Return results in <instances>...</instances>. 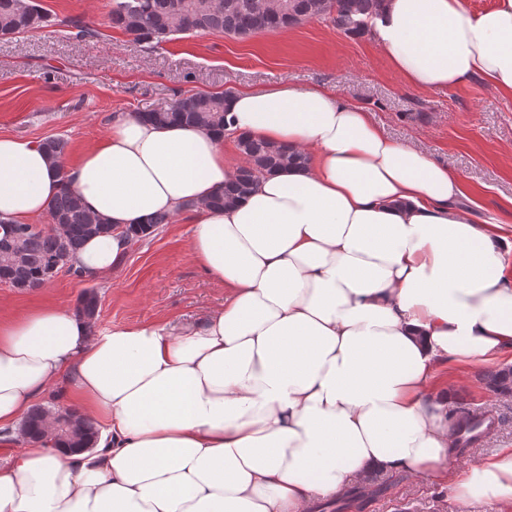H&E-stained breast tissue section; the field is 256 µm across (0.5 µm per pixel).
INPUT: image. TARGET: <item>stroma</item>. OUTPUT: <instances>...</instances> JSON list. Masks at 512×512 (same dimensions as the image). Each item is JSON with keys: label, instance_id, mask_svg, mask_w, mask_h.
<instances>
[{"label": "stroma", "instance_id": "obj_1", "mask_svg": "<svg viewBox=\"0 0 512 512\" xmlns=\"http://www.w3.org/2000/svg\"><path fill=\"white\" fill-rule=\"evenodd\" d=\"M52 26L0 37V135L34 141L61 137L68 157L94 144L117 112H137L183 94L323 87L370 112L392 139L416 146L464 184L461 205L476 219L512 228V95L480 78L452 88L416 90L392 70L370 33L353 35L324 16L246 39L185 35L147 50L107 15L112 0H40ZM96 29L78 38L72 21ZM192 226L180 219L130 245L107 274L62 271L33 290L0 285V317L49 302L76 311L84 291L98 293L96 327L165 320L202 324L224 304V287L192 260ZM489 368L447 366L453 411L499 415L477 446L453 453L477 462L512 447V395L486 383ZM361 512H512V505H467L432 478L373 473L355 484Z\"/></svg>", "mask_w": 512, "mask_h": 512}]
</instances>
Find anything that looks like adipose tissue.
I'll list each match as a JSON object with an SVG mask.
<instances>
[{"instance_id": "ef3b65f1", "label": "adipose tissue", "mask_w": 512, "mask_h": 512, "mask_svg": "<svg viewBox=\"0 0 512 512\" xmlns=\"http://www.w3.org/2000/svg\"><path fill=\"white\" fill-rule=\"evenodd\" d=\"M375 42L411 87L478 76L512 93V0H385ZM223 134L117 115L74 162L0 135V220L30 224L69 189L112 226L74 266L105 274L124 231L191 212L189 253L224 286L204 324L91 331L44 305L0 320V446L63 373L101 422L93 451L52 441L0 463V512H311L374 471L512 503V448L450 467L448 358L512 349V233L477 224L461 179L323 88L234 93ZM292 147L306 168L260 175L222 209L225 138Z\"/></svg>"}]
</instances>
